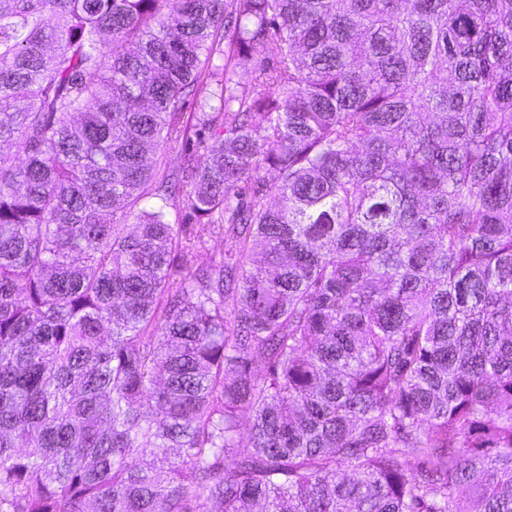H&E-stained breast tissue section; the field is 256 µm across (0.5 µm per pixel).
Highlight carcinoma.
Here are the masks:
<instances>
[{"label": "carcinoma", "instance_id": "carcinoma-1", "mask_svg": "<svg viewBox=\"0 0 512 512\" xmlns=\"http://www.w3.org/2000/svg\"><path fill=\"white\" fill-rule=\"evenodd\" d=\"M211 502L512 512V0H0V512ZM231 251V243L230 240L224 238V235L213 234V236L209 239L205 249H201L198 252L193 254L191 258V263L195 266L208 264L212 259H219L224 257L225 254H228Z\"/></svg>", "mask_w": 512, "mask_h": 512}]
</instances>
